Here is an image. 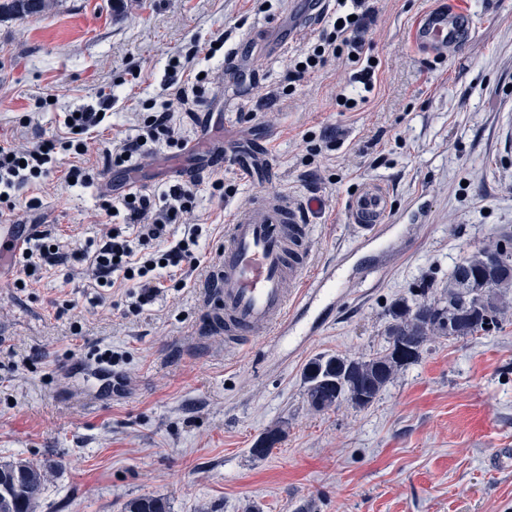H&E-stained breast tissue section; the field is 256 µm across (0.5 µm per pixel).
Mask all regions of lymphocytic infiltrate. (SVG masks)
I'll use <instances>...</instances> for the list:
<instances>
[{
    "instance_id": "lymphocytic-infiltrate-1",
    "label": "lymphocytic infiltrate",
    "mask_w": 512,
    "mask_h": 512,
    "mask_svg": "<svg viewBox=\"0 0 512 512\" xmlns=\"http://www.w3.org/2000/svg\"><path fill=\"white\" fill-rule=\"evenodd\" d=\"M336 6L335 19L326 21L318 41L300 56V64L290 71L288 81H303L311 73L323 70L329 60L345 58L357 67L363 85L360 98L342 97L337 101L338 106L352 110L367 103L374 89L378 60L362 37L374 17V9L369 0H336ZM109 105V95L103 94L98 106L66 112L58 138L25 149L0 146V212L14 210L16 191L46 179L60 167L62 156L87 155V136L102 123L101 113ZM161 145L180 151L186 141L172 126L169 112L144 113L140 133L113 145L110 164L127 167L134 158L152 153ZM197 193V183L191 180L172 184L157 197L136 191L115 202L103 199L101 209L111 216L112 233L95 250L67 251L57 247L52 230L36 232L28 237L17 260L19 276L27 280L44 269L82 261L105 287H126L133 311L143 312L167 284L186 287L203 262L202 229L186 222ZM179 224L184 225V232H176Z\"/></svg>"
}]
</instances>
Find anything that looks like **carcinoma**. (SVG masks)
<instances>
[{
    "label": "carcinoma",
    "mask_w": 512,
    "mask_h": 512,
    "mask_svg": "<svg viewBox=\"0 0 512 512\" xmlns=\"http://www.w3.org/2000/svg\"><path fill=\"white\" fill-rule=\"evenodd\" d=\"M48 8L49 0H0V16L32 18ZM508 253L512 246L495 242L464 256L443 289L450 304L403 303L386 329L387 347L370 358L336 355L311 361L304 374L309 406L324 411L342 400L369 406L399 370L418 360L431 337L455 340L498 328L512 306V270L498 263ZM0 474L8 478L0 487V512H37L46 485L43 467L6 459L0 460ZM125 512H170V507L165 498L148 495L130 499Z\"/></svg>",
    "instance_id": "carcinoma-1"
}]
</instances>
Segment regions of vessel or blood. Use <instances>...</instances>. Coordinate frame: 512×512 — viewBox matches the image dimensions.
Instances as JSON below:
<instances>
[{
  "label": "vessel or blood",
  "instance_id": "vessel-or-blood-1",
  "mask_svg": "<svg viewBox=\"0 0 512 512\" xmlns=\"http://www.w3.org/2000/svg\"><path fill=\"white\" fill-rule=\"evenodd\" d=\"M470 32L461 24L460 10H432L417 23L418 47L439 52L463 50ZM388 197L378 183L366 184L350 201L351 223L383 235ZM308 225L304 210L292 199L259 197L248 207L232 210L224 227V242L208 275L209 298L222 310V327L233 341L264 334L278 346L295 348L324 328L325 314L336 303L348 253L308 273ZM27 232L0 216V260L20 254Z\"/></svg>",
  "mask_w": 512,
  "mask_h": 512
}]
</instances>
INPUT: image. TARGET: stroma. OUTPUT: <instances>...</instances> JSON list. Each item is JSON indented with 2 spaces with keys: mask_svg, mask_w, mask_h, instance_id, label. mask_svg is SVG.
Instances as JSON below:
<instances>
[{
  "mask_svg": "<svg viewBox=\"0 0 512 512\" xmlns=\"http://www.w3.org/2000/svg\"><path fill=\"white\" fill-rule=\"evenodd\" d=\"M453 2L377 0L375 94L346 112L336 97L357 86L338 60L276 93L321 29L308 0H50L41 16L0 18V144L54 138L61 112L112 96L89 141L101 183L69 187L59 171L23 188L20 223L53 226L64 245L98 240L99 197L122 175L104 150L134 135L144 108L169 106L198 141L197 113L167 90L170 57L191 53L209 74L197 112L211 113L214 145L260 144L269 163L250 179L183 154L199 183L187 221L210 225L209 260L228 213L262 194L307 206L312 268L363 246L324 329L286 358L213 331L204 267L137 315L125 289L97 300L66 267L24 289L16 265L0 267V458L46 470L37 512H124L143 495L170 512H512V314L490 333L432 338L365 409L315 411L302 382L316 357L381 350L395 303L439 300L464 254L512 237V0H465L475 32L463 53L419 49L416 23ZM217 38L223 49L198 53ZM369 182L393 208L384 242L367 245L345 204ZM105 349L121 388L98 372ZM277 424L278 448L252 455Z\"/></svg>",
  "mask_w": 512,
  "mask_h": 512,
  "instance_id": "35a3bbf8",
  "label": "stroma"
}]
</instances>
